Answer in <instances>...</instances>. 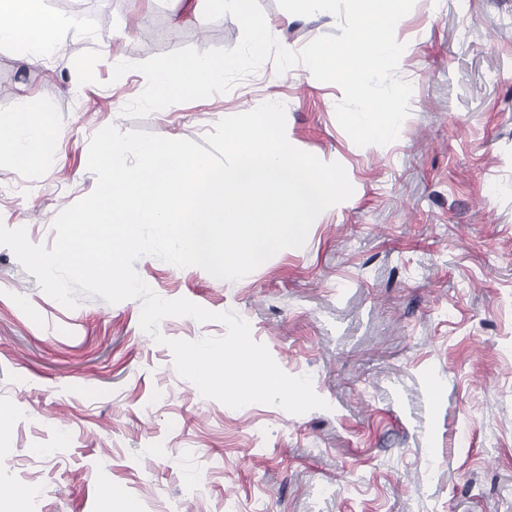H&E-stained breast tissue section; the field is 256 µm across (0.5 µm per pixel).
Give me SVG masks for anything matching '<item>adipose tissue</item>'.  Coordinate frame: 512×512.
Masks as SVG:
<instances>
[{
	"instance_id": "adipose-tissue-1",
	"label": "adipose tissue",
	"mask_w": 512,
	"mask_h": 512,
	"mask_svg": "<svg viewBox=\"0 0 512 512\" xmlns=\"http://www.w3.org/2000/svg\"><path fill=\"white\" fill-rule=\"evenodd\" d=\"M73 22L47 13L42 0H0V43L15 46L29 64L40 62L54 49L61 29ZM24 130L29 134L25 145L7 138V131ZM55 130L44 112L22 106L0 122V150L18 152L28 163H37L54 146Z\"/></svg>"
}]
</instances>
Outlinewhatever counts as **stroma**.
Here are the masks:
<instances>
[{
  "instance_id": "1",
  "label": "stroma",
  "mask_w": 512,
  "mask_h": 512,
  "mask_svg": "<svg viewBox=\"0 0 512 512\" xmlns=\"http://www.w3.org/2000/svg\"><path fill=\"white\" fill-rule=\"evenodd\" d=\"M81 2L43 0L81 26L40 64L0 45V119L28 105L56 129L38 164L0 154V224L52 246L56 216L96 185L88 146L106 126L200 144L284 103L289 142L341 163L353 195L236 281L153 256L134 267L162 298L235 312L327 406L205 398L141 329L140 300L81 293L66 309L0 246V512L34 487L37 512H512V0H415L395 29L409 114L366 147L336 120L338 85L270 59L228 93L124 115L146 80L113 79L114 64L230 49L240 26L201 22L204 0ZM259 4L291 50L337 32L331 14Z\"/></svg>"
}]
</instances>
